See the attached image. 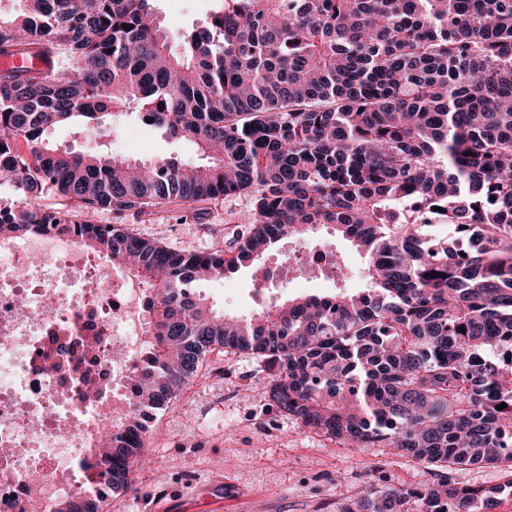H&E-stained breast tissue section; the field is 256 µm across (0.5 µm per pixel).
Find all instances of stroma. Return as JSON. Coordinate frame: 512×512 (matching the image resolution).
<instances>
[{
  "label": "stroma",
  "mask_w": 512,
  "mask_h": 512,
  "mask_svg": "<svg viewBox=\"0 0 512 512\" xmlns=\"http://www.w3.org/2000/svg\"><path fill=\"white\" fill-rule=\"evenodd\" d=\"M211 7V0H154L164 27L173 32L203 21ZM53 139L77 152L200 160L193 142L132 116L108 132L64 125ZM249 204V197L231 196L210 204L201 220L181 222L161 213L126 222L139 237L169 249L202 252L233 245L237 218ZM299 247L297 240H284L266 259L287 268L278 297L334 292L333 274L289 268L288 257ZM201 293L230 314L247 315L257 307L247 269L205 282ZM146 454L148 463L135 473L137 493L109 494L102 512H340L374 484L414 487L435 479L433 471L395 449L351 448L272 409L263 363L238 352H215L201 362L182 394L151 422Z\"/></svg>",
  "instance_id": "1"
}]
</instances>
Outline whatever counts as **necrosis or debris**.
I'll return each instance as SVG.
<instances>
[{
    "label": "necrosis or debris",
    "instance_id": "4bbe7bcc",
    "mask_svg": "<svg viewBox=\"0 0 512 512\" xmlns=\"http://www.w3.org/2000/svg\"><path fill=\"white\" fill-rule=\"evenodd\" d=\"M29 307L19 312L17 302ZM145 293L67 235L0 238V512L51 507L82 485L99 404L72 381L125 384L144 334ZM82 338L68 360L58 342Z\"/></svg>",
    "mask_w": 512,
    "mask_h": 512
}]
</instances>
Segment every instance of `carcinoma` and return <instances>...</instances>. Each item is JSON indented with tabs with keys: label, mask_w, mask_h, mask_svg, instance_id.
<instances>
[{
	"label": "carcinoma",
	"mask_w": 512,
	"mask_h": 512,
	"mask_svg": "<svg viewBox=\"0 0 512 512\" xmlns=\"http://www.w3.org/2000/svg\"><path fill=\"white\" fill-rule=\"evenodd\" d=\"M18 2L0 15V57L48 69L0 70V183L16 191L0 200V238L65 233L143 285L140 407L168 406L208 354L239 351L264 363L273 406L301 425L436 474L342 512H490L512 497V366L492 355L512 342V0H214L175 34L153 0ZM131 115L194 142L202 163L52 140L60 125ZM238 195L250 208L232 257L171 251L123 223L195 219ZM104 209L118 222L94 223ZM321 226L363 256L366 287L246 318L197 292L248 267L264 285L263 256ZM128 407L112 396L82 490L52 512H101L134 490L147 431ZM482 465L501 483L449 476Z\"/></svg>",
	"instance_id": "obj_1"
}]
</instances>
